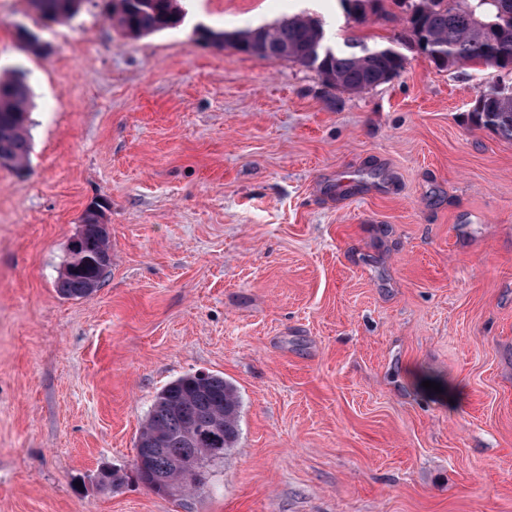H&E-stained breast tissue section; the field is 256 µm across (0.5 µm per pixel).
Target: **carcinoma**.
<instances>
[{
  "label": "carcinoma",
  "mask_w": 512,
  "mask_h": 512,
  "mask_svg": "<svg viewBox=\"0 0 512 512\" xmlns=\"http://www.w3.org/2000/svg\"><path fill=\"white\" fill-rule=\"evenodd\" d=\"M41 16L58 18L78 12L82 0H28ZM407 5L408 40L441 70L481 64L512 76V0H399ZM347 16L365 22L366 5L383 0H339ZM186 14L179 0H113L112 19L131 37L175 29ZM324 25L309 16H294L262 28L247 54L284 58L314 70L329 87L364 91L399 75L406 57L393 47L371 48L355 37L338 44L321 37ZM30 91L21 75L0 80V158L24 167L31 152L28 136ZM472 114L475 123L512 139V82L479 91ZM82 216L80 233L71 239L69 260L56 288L65 298L89 296L112 265L109 232L98 222L97 209ZM241 399L223 376L194 373L178 377L154 397L139 430L135 448L146 469L132 466L135 478L158 495L173 486L195 493L177 467L182 457L213 464L224 460L239 435Z\"/></svg>",
  "instance_id": "1"
}]
</instances>
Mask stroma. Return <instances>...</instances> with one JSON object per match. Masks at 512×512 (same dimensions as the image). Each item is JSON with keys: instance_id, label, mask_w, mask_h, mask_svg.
I'll return each mask as SVG.
<instances>
[{"instance_id": "1", "label": "stroma", "mask_w": 512, "mask_h": 512, "mask_svg": "<svg viewBox=\"0 0 512 512\" xmlns=\"http://www.w3.org/2000/svg\"><path fill=\"white\" fill-rule=\"evenodd\" d=\"M180 4L140 38L110 0L0 11L32 142L0 167V512H512V140L470 120L498 71L404 44L400 75L332 89L216 36L310 16L389 45L404 6L359 25L338 0ZM94 201L112 265L67 299ZM199 371L242 402L207 487H102L156 393ZM28 2L39 15L55 19L78 12L82 0H28Z\"/></svg>"}]
</instances>
